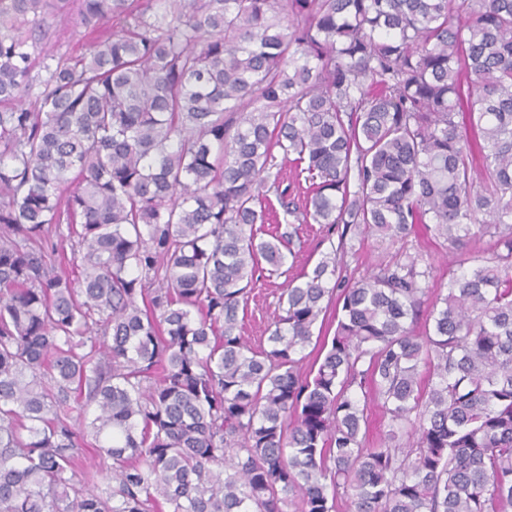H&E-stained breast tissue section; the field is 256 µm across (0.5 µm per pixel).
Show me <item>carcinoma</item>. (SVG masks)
Wrapping results in <instances>:
<instances>
[{
  "mask_svg": "<svg viewBox=\"0 0 512 512\" xmlns=\"http://www.w3.org/2000/svg\"><path fill=\"white\" fill-rule=\"evenodd\" d=\"M296 223L343 228L254 345ZM417 224L447 292L343 275ZM341 509L512 512V0H0V512ZM46 25L50 28V42L42 45L45 50L58 55L64 52L80 53L87 48L88 43L83 36L84 28L75 22L61 23L49 17ZM409 242L407 247L420 251L426 262L430 263L433 267V279L431 282L437 288H443L446 292L448 287V264L452 261L451 254L446 256V250L441 245V242L431 239L429 236L420 233L418 237L414 238L412 235L408 238ZM355 243L356 254H348L345 257L344 274H347L352 280H357L377 271L379 266L391 259L394 249H386L371 237L358 236ZM390 252V253H389ZM388 418L384 415L381 407L374 402L371 405L368 418V426L366 429V445L375 446L381 436L387 430Z\"/></svg>",
  "mask_w": 512,
  "mask_h": 512,
  "instance_id": "carcinoma-1",
  "label": "carcinoma"
}]
</instances>
